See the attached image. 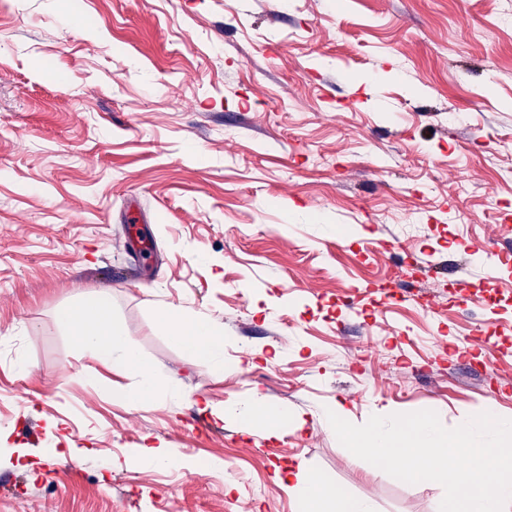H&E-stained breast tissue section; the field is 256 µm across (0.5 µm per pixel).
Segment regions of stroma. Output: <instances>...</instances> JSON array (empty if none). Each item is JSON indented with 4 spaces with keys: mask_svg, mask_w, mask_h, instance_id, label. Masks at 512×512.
Segmentation results:
<instances>
[{
    "mask_svg": "<svg viewBox=\"0 0 512 512\" xmlns=\"http://www.w3.org/2000/svg\"><path fill=\"white\" fill-rule=\"evenodd\" d=\"M504 16L512 0H0V512H301L273 480L296 462L375 512H439L440 484L374 469L316 416L512 418ZM99 292L156 371L140 408L116 396L136 376L58 320ZM169 307L222 328L223 365L168 338ZM257 397L314 418L268 439L243 418ZM149 440L181 464H142Z\"/></svg>",
    "mask_w": 512,
    "mask_h": 512,
    "instance_id": "35a3bbf8",
    "label": "stroma"
}]
</instances>
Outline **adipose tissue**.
<instances>
[{"instance_id": "1", "label": "adipose tissue", "mask_w": 512, "mask_h": 512, "mask_svg": "<svg viewBox=\"0 0 512 512\" xmlns=\"http://www.w3.org/2000/svg\"><path fill=\"white\" fill-rule=\"evenodd\" d=\"M112 301L105 294H90L75 306L60 311L58 318L70 329L77 347L93 358L111 364L113 369L141 376L139 387L120 391V398L136 407L153 394L150 366L141 358L136 344L114 331ZM169 338L189 355L202 362L221 363L224 336L221 329L204 315H185L168 311L162 317ZM288 479L294 480L303 501L304 512H373L369 502L356 498L340 487L308 480L302 465L289 468Z\"/></svg>"}]
</instances>
